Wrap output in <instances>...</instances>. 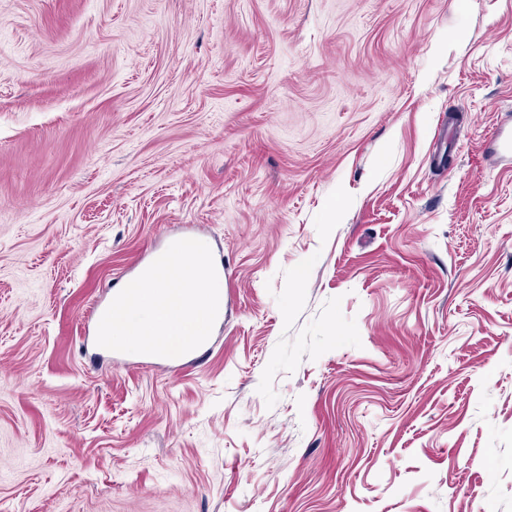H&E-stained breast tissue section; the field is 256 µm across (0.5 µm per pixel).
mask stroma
<instances>
[{
    "label": "stroma",
    "instance_id": "1",
    "mask_svg": "<svg viewBox=\"0 0 512 512\" xmlns=\"http://www.w3.org/2000/svg\"><path fill=\"white\" fill-rule=\"evenodd\" d=\"M512 0H0V512H512ZM194 235L186 370L92 342ZM490 153L503 162L512 161V124H503L490 142Z\"/></svg>",
    "mask_w": 512,
    "mask_h": 512
}]
</instances>
